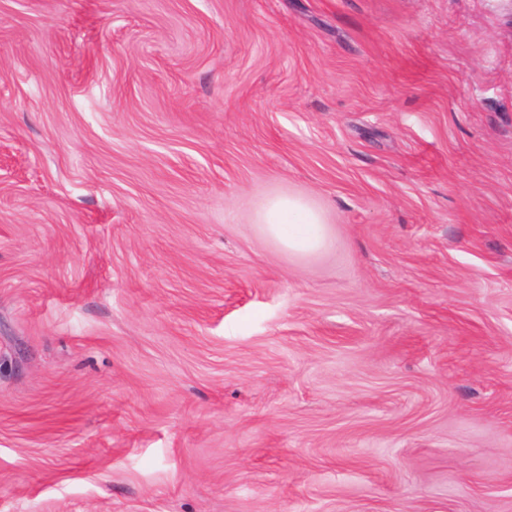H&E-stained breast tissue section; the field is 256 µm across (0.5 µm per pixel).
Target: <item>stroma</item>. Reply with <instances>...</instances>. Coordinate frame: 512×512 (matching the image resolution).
Returning a JSON list of instances; mask_svg holds the SVG:
<instances>
[{"instance_id": "1", "label": "stroma", "mask_w": 512, "mask_h": 512, "mask_svg": "<svg viewBox=\"0 0 512 512\" xmlns=\"http://www.w3.org/2000/svg\"><path fill=\"white\" fill-rule=\"evenodd\" d=\"M1 168L0 512H512V0H0ZM264 233L283 249L310 254L328 245L329 233L322 212L296 196L268 199L255 216Z\"/></svg>"}]
</instances>
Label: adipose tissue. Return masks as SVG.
Returning <instances> with one entry per match:
<instances>
[{
    "mask_svg": "<svg viewBox=\"0 0 512 512\" xmlns=\"http://www.w3.org/2000/svg\"><path fill=\"white\" fill-rule=\"evenodd\" d=\"M264 233L283 249L310 254L327 246L328 228L322 212L296 196H276L266 201L256 214Z\"/></svg>",
    "mask_w": 512,
    "mask_h": 512,
    "instance_id": "obj_1",
    "label": "adipose tissue"
}]
</instances>
